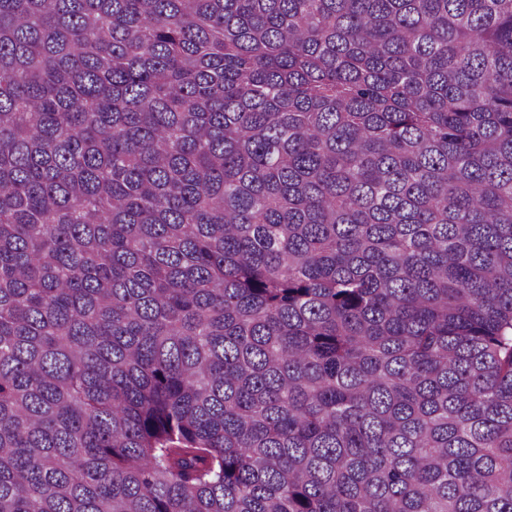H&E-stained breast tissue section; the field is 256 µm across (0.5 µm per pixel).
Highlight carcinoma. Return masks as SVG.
<instances>
[{"label":"carcinoma","instance_id":"obj_1","mask_svg":"<svg viewBox=\"0 0 512 512\" xmlns=\"http://www.w3.org/2000/svg\"><path fill=\"white\" fill-rule=\"evenodd\" d=\"M0 512H512V0H0Z\"/></svg>","mask_w":512,"mask_h":512}]
</instances>
